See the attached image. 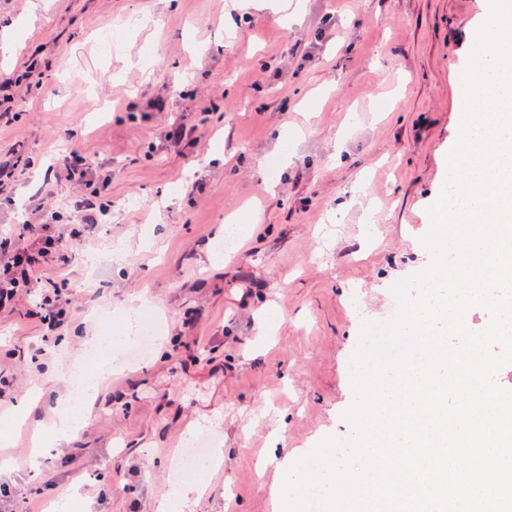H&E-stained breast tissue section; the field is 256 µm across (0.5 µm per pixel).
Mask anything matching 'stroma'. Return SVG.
Instances as JSON below:
<instances>
[{
  "instance_id": "stroma-1",
  "label": "stroma",
  "mask_w": 512,
  "mask_h": 512,
  "mask_svg": "<svg viewBox=\"0 0 512 512\" xmlns=\"http://www.w3.org/2000/svg\"><path fill=\"white\" fill-rule=\"evenodd\" d=\"M0 0V80L36 64L0 116V236L46 220L72 233L64 338L39 354L37 293L0 309V370L42 398L0 407V512H155L177 447L221 449L192 512H284L278 487L324 440L352 433L350 362L422 242L448 176L456 101L490 0ZM165 111L149 108L155 97ZM195 128L174 144L175 123ZM76 152L107 203L71 219ZM248 232L223 254L228 218ZM150 304L147 357L116 369L57 443L67 375L88 338Z\"/></svg>"
}]
</instances>
